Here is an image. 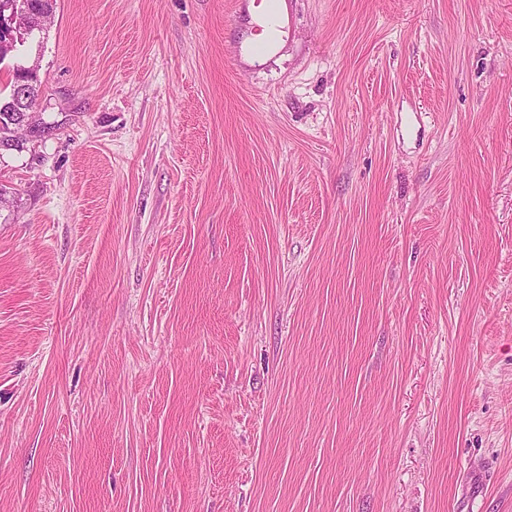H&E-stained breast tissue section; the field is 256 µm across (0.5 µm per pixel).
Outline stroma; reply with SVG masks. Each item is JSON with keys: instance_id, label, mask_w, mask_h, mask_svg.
Returning <instances> with one entry per match:
<instances>
[{"instance_id": "1", "label": "stroma", "mask_w": 512, "mask_h": 512, "mask_svg": "<svg viewBox=\"0 0 512 512\" xmlns=\"http://www.w3.org/2000/svg\"><path fill=\"white\" fill-rule=\"evenodd\" d=\"M279 2L0 64V512H512V0ZM28 88L26 85H22L19 87V92L16 96L15 105L18 110V112H24L23 116V124L26 125V136H29L30 138L35 137L38 132H40V129L38 128L39 125L36 124L35 120V112H32L31 109H28L26 107L29 99H28ZM30 138H27L26 142L30 140Z\"/></svg>"}]
</instances>
